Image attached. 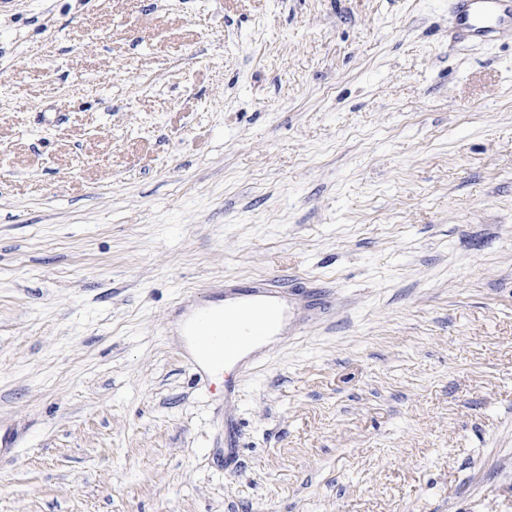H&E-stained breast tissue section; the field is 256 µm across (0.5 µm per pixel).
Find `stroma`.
Masks as SVG:
<instances>
[{"label": "stroma", "instance_id": "35a3bbf8", "mask_svg": "<svg viewBox=\"0 0 512 512\" xmlns=\"http://www.w3.org/2000/svg\"><path fill=\"white\" fill-rule=\"evenodd\" d=\"M335 296L198 384L174 312ZM0 512H512V31L450 0H0ZM454 14L462 39L490 40L512 30L511 0H455Z\"/></svg>", "mask_w": 512, "mask_h": 512}]
</instances>
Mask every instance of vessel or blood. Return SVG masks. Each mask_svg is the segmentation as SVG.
Listing matches in <instances>:
<instances>
[{
  "mask_svg": "<svg viewBox=\"0 0 512 512\" xmlns=\"http://www.w3.org/2000/svg\"><path fill=\"white\" fill-rule=\"evenodd\" d=\"M455 25L464 39L490 40L512 30V0H455ZM324 289L299 294L271 282L228 285L210 303L181 313L178 333L187 347L185 362L195 376L211 381L221 365L236 361L244 344L296 331L300 314L325 308Z\"/></svg>",
  "mask_w": 512,
  "mask_h": 512,
  "instance_id": "vessel-or-blood-1",
  "label": "vessel or blood"
}]
</instances>
